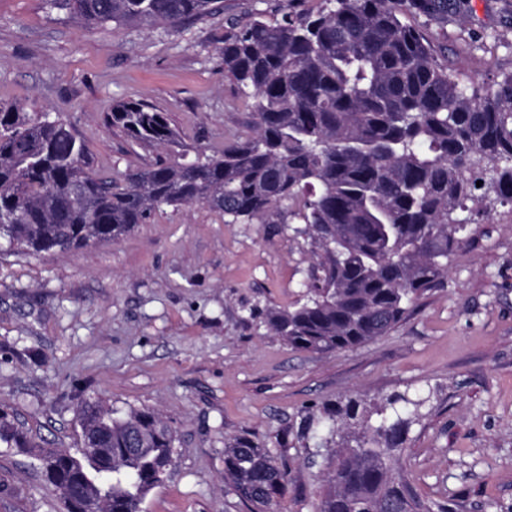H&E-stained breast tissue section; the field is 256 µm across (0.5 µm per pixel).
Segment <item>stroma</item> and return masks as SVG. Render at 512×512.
Returning <instances> with one entry per match:
<instances>
[{
	"label": "stroma",
	"mask_w": 512,
	"mask_h": 512,
	"mask_svg": "<svg viewBox=\"0 0 512 512\" xmlns=\"http://www.w3.org/2000/svg\"><path fill=\"white\" fill-rule=\"evenodd\" d=\"M179 26L95 30L45 0H0V106L55 112L94 169L125 173L186 150L221 151L252 110L224 76L227 19L280 17L288 0H223ZM512 40V0H468L439 37L481 80L512 71V47L461 54L460 29ZM164 112L177 144L148 148L105 124L115 101ZM466 212L468 241L444 287L389 334L338 353L288 346L265 314L303 301L315 260L301 224H228L201 204L156 211L115 242L68 253L0 248V412L31 440L0 443V512H67L39 448L76 452L78 412L150 409L177 435L143 512H252L224 480V443L264 441L288 472L280 512H316L335 443L306 427L337 401L425 397L399 467L450 512H512V204Z\"/></svg>",
	"instance_id": "1"
}]
</instances>
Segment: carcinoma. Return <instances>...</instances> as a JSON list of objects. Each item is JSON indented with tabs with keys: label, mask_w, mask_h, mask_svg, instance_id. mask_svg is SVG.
<instances>
[{
	"label": "carcinoma",
	"mask_w": 512,
	"mask_h": 512,
	"mask_svg": "<svg viewBox=\"0 0 512 512\" xmlns=\"http://www.w3.org/2000/svg\"><path fill=\"white\" fill-rule=\"evenodd\" d=\"M80 23L178 26L218 13L221 0H48ZM465 0H322L269 20L224 25V76L252 101L246 138L191 161H159L123 178L98 174L71 124L0 106V241L14 252H66L114 242L162 207L204 204L241 224L306 225L317 267L306 301L270 309L289 346L338 352L388 334L444 285L466 229L460 213L492 192L512 203V71L477 87L412 13L444 30ZM460 38L461 52L505 42ZM106 123L163 147L178 134L144 102L119 101ZM481 186H476V182ZM425 399L349 397L326 414L340 437L317 512H447L396 472ZM82 426L112 449V512H137L174 448L176 432L149 409L116 417L99 403ZM0 442L28 448L0 415ZM224 479L257 512H275L286 471L265 442L224 443Z\"/></svg>",
	"instance_id": "carcinoma-1"
}]
</instances>
